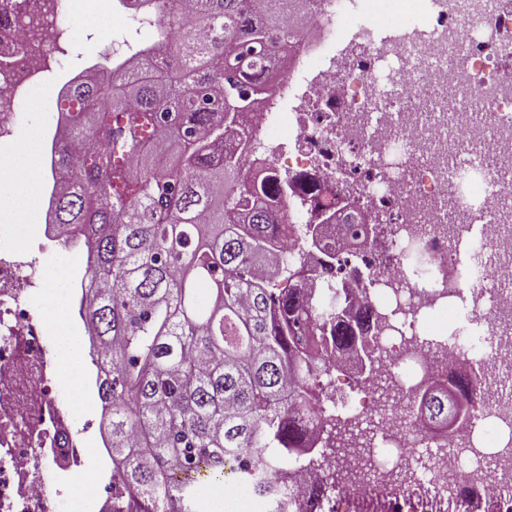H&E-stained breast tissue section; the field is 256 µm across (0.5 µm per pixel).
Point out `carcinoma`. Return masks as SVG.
<instances>
[{"label":"carcinoma","mask_w":512,"mask_h":512,"mask_svg":"<svg viewBox=\"0 0 512 512\" xmlns=\"http://www.w3.org/2000/svg\"><path fill=\"white\" fill-rule=\"evenodd\" d=\"M169 31L132 55L88 67L69 88L68 137L91 153L58 146L51 223L89 245L83 321L112 408V489L149 498L155 512H218L209 489L268 464L300 462L325 434L343 447L350 420L329 407L328 365L314 353L362 355L376 376L386 314L353 320L349 289L320 302L303 288L310 269L280 264L275 251L300 236L328 267L363 265L305 226L285 222L288 176L245 168L254 149L252 109L274 85L277 49L295 43L291 20L311 0H164ZM287 275L288 288L276 278ZM461 336H428L434 351ZM487 392L475 373L457 394L421 392L433 422L476 412Z\"/></svg>","instance_id":"1"}]
</instances>
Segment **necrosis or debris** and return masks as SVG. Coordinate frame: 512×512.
Returning <instances> with one entry per match:
<instances>
[{
  "label": "necrosis or debris",
  "mask_w": 512,
  "mask_h": 512,
  "mask_svg": "<svg viewBox=\"0 0 512 512\" xmlns=\"http://www.w3.org/2000/svg\"><path fill=\"white\" fill-rule=\"evenodd\" d=\"M34 0H12L0 27V154L10 155L20 106L48 84L65 99L77 69L61 72L57 54L72 56L81 41L72 26L45 16L38 52L26 49L25 17ZM387 21L399 38L376 39ZM298 42L274 93L253 118L259 151L253 165L289 163L306 206L315 211L353 201L367 218L391 225L370 254L384 269L367 293L390 315L381 345L378 382L369 407L356 412L345 448L321 454L318 468L335 484L324 496L300 495L307 474L281 466L264 471L278 512H512V460L494 454L512 417V392L497 379L512 366V84L497 80L494 63L512 58V5L507 0H312ZM344 57H336L337 44ZM465 144L459 159L443 152ZM473 268L460 290L470 318L484 322L476 350L441 355L420 345L421 321L454 276L472 225ZM420 241L444 279L418 270L407 245ZM45 272L17 245L11 215L0 212V512H55L68 499L88 458L73 431L75 400L59 393V346L47 345L35 314ZM484 373L490 388L478 412L454 428L425 425L398 405L379 381L397 376L443 386L453 366ZM472 439L485 452L458 454ZM60 482L48 486L46 474Z\"/></svg>",
  "instance_id": "obj_1"
}]
</instances>
